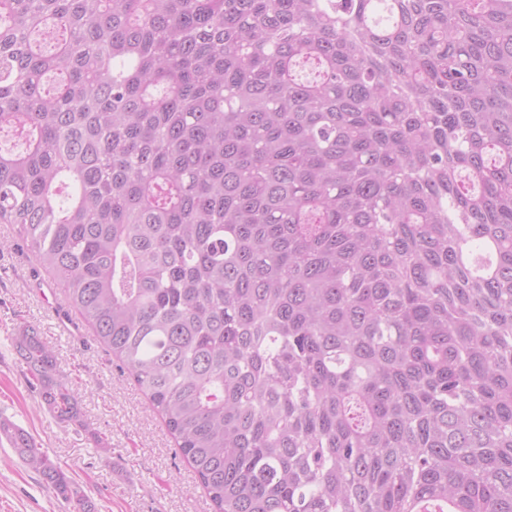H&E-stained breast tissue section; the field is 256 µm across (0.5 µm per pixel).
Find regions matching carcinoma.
Returning <instances> with one entry per match:
<instances>
[{"label": "carcinoma", "mask_w": 512, "mask_h": 512, "mask_svg": "<svg viewBox=\"0 0 512 512\" xmlns=\"http://www.w3.org/2000/svg\"><path fill=\"white\" fill-rule=\"evenodd\" d=\"M1 132L0 223L214 512H512V0H0Z\"/></svg>", "instance_id": "cac0c4a2"}]
</instances>
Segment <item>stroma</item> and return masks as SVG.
I'll return each instance as SVG.
<instances>
[{
    "mask_svg": "<svg viewBox=\"0 0 512 512\" xmlns=\"http://www.w3.org/2000/svg\"><path fill=\"white\" fill-rule=\"evenodd\" d=\"M19 227L0 224V417L24 428L65 468L96 512H212L204 490L163 419L132 377L95 340L64 292L21 249ZM34 326L78 390L85 428L59 423L39 405L13 341ZM106 438L111 451L95 447ZM52 489L0 441V512H66Z\"/></svg>",
    "mask_w": 512,
    "mask_h": 512,
    "instance_id": "obj_1",
    "label": "stroma"
}]
</instances>
